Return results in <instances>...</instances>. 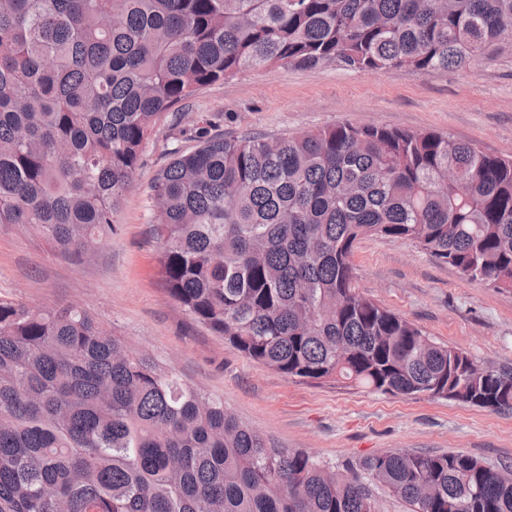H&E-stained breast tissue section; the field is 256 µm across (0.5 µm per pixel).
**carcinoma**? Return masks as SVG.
<instances>
[{"label":"carcinoma","mask_w":512,"mask_h":512,"mask_svg":"<svg viewBox=\"0 0 512 512\" xmlns=\"http://www.w3.org/2000/svg\"><path fill=\"white\" fill-rule=\"evenodd\" d=\"M512 45V0H0V224L88 260L156 122L272 65L420 74ZM164 290L292 379L512 410V369L382 307L352 262L416 243L512 288V157L443 132L339 121L199 133L151 184ZM512 512V464L389 450L346 473L276 448L88 309L0 299V512Z\"/></svg>","instance_id":"1"}]
</instances>
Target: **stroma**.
Wrapping results in <instances>:
<instances>
[{
	"mask_svg": "<svg viewBox=\"0 0 512 512\" xmlns=\"http://www.w3.org/2000/svg\"><path fill=\"white\" fill-rule=\"evenodd\" d=\"M339 121L436 130L512 156V47L466 71L273 65L204 87L157 123L116 230L92 259L74 264L33 231L0 225V298L40 308L83 304L133 348L222 397L226 410L277 447L306 450L340 471L391 449L512 464V410L290 380L225 344L164 291L148 193L174 150L192 147L204 128L292 136ZM353 263L361 292L383 307L481 364L512 368V289L467 282L408 240L364 238Z\"/></svg>",
	"mask_w": 512,
	"mask_h": 512,
	"instance_id": "obj_1",
	"label": "stroma"
}]
</instances>
